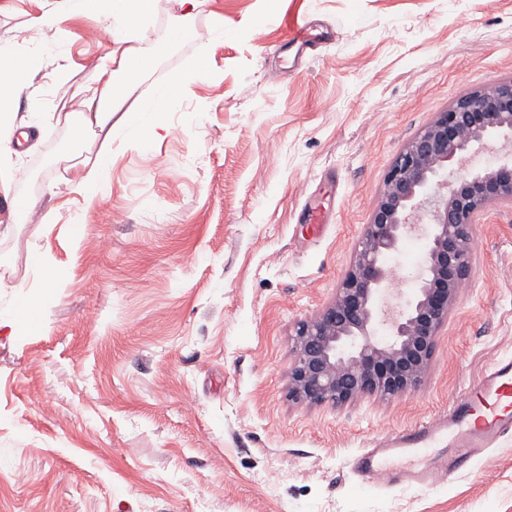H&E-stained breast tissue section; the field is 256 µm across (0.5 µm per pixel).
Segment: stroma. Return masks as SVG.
Instances as JSON below:
<instances>
[{"mask_svg":"<svg viewBox=\"0 0 512 512\" xmlns=\"http://www.w3.org/2000/svg\"><path fill=\"white\" fill-rule=\"evenodd\" d=\"M45 11L52 30L29 27ZM178 12L152 0L135 45L154 65L128 97L184 78L168 131L143 152L113 130L90 201L64 178L93 138L55 116L94 84L106 23L0 0V45L39 57L17 109L37 146L0 162V220L19 193L37 201L0 232V316L43 305L41 327L0 328V512H512V434L430 490L373 488L352 466L512 356V208L475 225L415 390L289 396L297 325L333 300L393 159L459 95L512 76V0H208L198 39L173 44ZM309 16L335 37L295 71L288 26Z\"/></svg>","mask_w":512,"mask_h":512,"instance_id":"1","label":"stroma"}]
</instances>
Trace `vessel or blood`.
Wrapping results in <instances>:
<instances>
[{
    "label": "vessel or blood",
    "instance_id": "vessel-or-blood-1",
    "mask_svg": "<svg viewBox=\"0 0 512 512\" xmlns=\"http://www.w3.org/2000/svg\"><path fill=\"white\" fill-rule=\"evenodd\" d=\"M509 431L512 357L497 361L449 413L407 430L384 434L375 447L355 457L353 466L374 487L403 484L426 490ZM445 442L453 443L455 455L434 459L436 448Z\"/></svg>",
    "mask_w": 512,
    "mask_h": 512
}]
</instances>
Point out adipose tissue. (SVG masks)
<instances>
[{"label":"adipose tissue","instance_id":"adipose-tissue-1","mask_svg":"<svg viewBox=\"0 0 512 512\" xmlns=\"http://www.w3.org/2000/svg\"><path fill=\"white\" fill-rule=\"evenodd\" d=\"M74 12L102 9L112 25V50L109 62L101 67L96 86L83 100V109L69 112L64 120L72 128H95L100 140L94 156L85 157L70 166L68 185L88 199H95L107 178L112 157L113 128L128 129L140 148H147L157 137L162 124L159 114L175 106L178 89L168 85L152 99L135 107H126L130 93L127 76L152 68L153 59L131 45L127 30L143 24L148 15L147 0H70ZM37 57L0 47V112L16 109L26 87L27 77L38 68Z\"/></svg>","mask_w":512,"mask_h":512}]
</instances>
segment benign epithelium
I'll return each mask as SVG.
<instances>
[{
  "mask_svg": "<svg viewBox=\"0 0 512 512\" xmlns=\"http://www.w3.org/2000/svg\"><path fill=\"white\" fill-rule=\"evenodd\" d=\"M475 149L501 157L469 169L466 156ZM499 204L512 206V77L458 97L396 156L334 299L297 326L290 396L338 407L415 389L470 277L473 226ZM415 233L425 239L424 260L402 304L385 256ZM380 325L388 331L383 341Z\"/></svg>",
  "mask_w": 512,
  "mask_h": 512,
  "instance_id": "obj_1",
  "label": "benign epithelium"
}]
</instances>
